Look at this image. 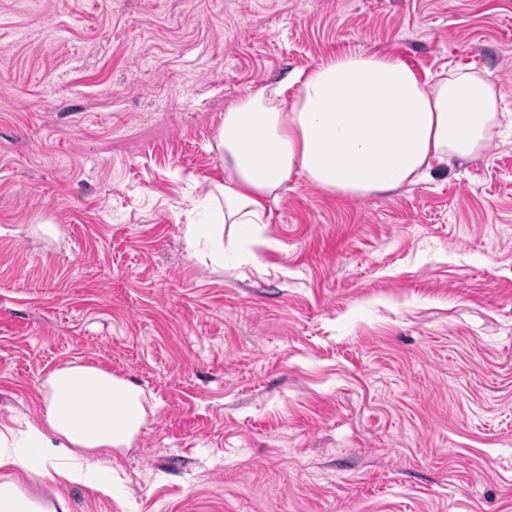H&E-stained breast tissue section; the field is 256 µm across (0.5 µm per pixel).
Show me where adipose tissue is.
<instances>
[{
  "instance_id": "ef3b65f1",
  "label": "adipose tissue",
  "mask_w": 512,
  "mask_h": 512,
  "mask_svg": "<svg viewBox=\"0 0 512 512\" xmlns=\"http://www.w3.org/2000/svg\"><path fill=\"white\" fill-rule=\"evenodd\" d=\"M292 100H285V92ZM495 84L458 67L423 79L389 55L348 51L277 85L249 89L224 112L216 141L224 180L208 197L214 232L261 230L293 175L327 193L366 198L427 180L434 167L481 155L505 114ZM39 424L0 430V470H25L111 495V461L148 417L143 390L71 362L41 384Z\"/></svg>"
}]
</instances>
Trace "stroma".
I'll return each instance as SVG.
<instances>
[{
	"mask_svg": "<svg viewBox=\"0 0 512 512\" xmlns=\"http://www.w3.org/2000/svg\"><path fill=\"white\" fill-rule=\"evenodd\" d=\"M351 50L480 70L512 111V0H0V428L72 361L153 408L112 495L10 473L26 495L512 512V129L386 196L293 175L260 234L186 244L225 107Z\"/></svg>",
	"mask_w": 512,
	"mask_h": 512,
	"instance_id": "1",
	"label": "stroma"
}]
</instances>
